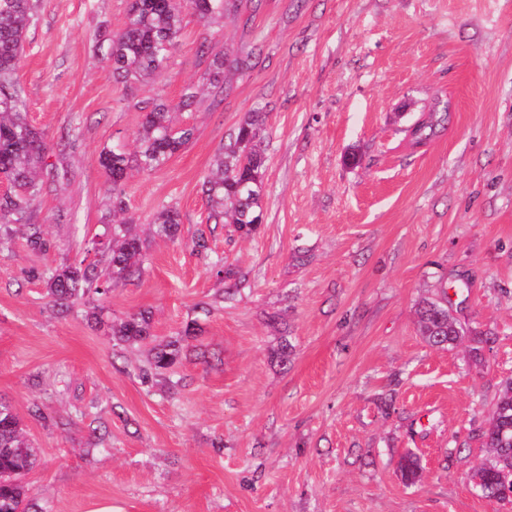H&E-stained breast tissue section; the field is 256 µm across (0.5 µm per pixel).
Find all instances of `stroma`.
Instances as JSON below:
<instances>
[{
  "label": "stroma",
  "instance_id": "1",
  "mask_svg": "<svg viewBox=\"0 0 512 512\" xmlns=\"http://www.w3.org/2000/svg\"><path fill=\"white\" fill-rule=\"evenodd\" d=\"M127 9L37 0L18 69L53 180L32 215L46 249L0 222V400L37 450L39 507L512 512L468 481L512 377V0H248L206 21L188 8L166 70L139 80L113 76L96 47ZM220 51L251 66L216 89ZM190 83L202 93L178 120L193 140L120 189L142 273L59 316L46 273L82 259L112 217L100 153L134 151L143 106ZM432 112L443 122L413 143ZM254 113L264 221L244 237L209 221L201 185ZM163 205L181 214L177 239L152 233ZM443 292L469 334L492 338L481 362L420 335L417 303ZM143 310L152 339L119 342L109 322ZM190 323L181 387L144 382L153 345ZM285 342L284 366L272 353ZM408 448L425 468L412 487ZM423 471L422 461L413 449H408L401 455L399 472L401 480L406 486L419 484L423 478Z\"/></svg>",
  "mask_w": 512,
  "mask_h": 512
}]
</instances>
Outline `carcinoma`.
I'll return each mask as SVG.
<instances>
[{
  "instance_id": "1",
  "label": "carcinoma",
  "mask_w": 512,
  "mask_h": 512,
  "mask_svg": "<svg viewBox=\"0 0 512 512\" xmlns=\"http://www.w3.org/2000/svg\"><path fill=\"white\" fill-rule=\"evenodd\" d=\"M240 6L239 0H129L123 28L116 33L102 34L98 46L106 47V61L112 72L124 79L157 75L167 66L170 51L179 37L184 8L189 7L200 18L208 20L226 11L236 12ZM34 11L35 0H0V177L12 188L9 195L0 198V220L19 225L30 246L43 250L47 244L40 225L30 220L35 203L49 188L48 181L39 177L46 144L27 121L26 101L16 77ZM226 66L240 69L244 61L231 59L226 52L213 54L208 67L213 87L224 85ZM196 103L197 90L188 85L176 105L155 103L144 107L136 153L130 156L112 149L100 155V166L112 183V190H119L129 170L153 172L194 138L195 129L189 125L175 126L171 114L190 112ZM259 135V116L254 113L224 144L215 168L203 183V193L212 208L210 218L217 224L235 225L245 236L251 235L261 221L266 159L257 148ZM152 224L157 236L173 238L179 232L181 216L176 208L165 206L155 215ZM131 225L126 219L114 221L106 240L92 241L93 250L108 252L106 268H100L98 262L85 256L47 273L46 284L58 313H67L70 303L91 292L107 294L140 270L142 243L132 233ZM416 316L421 336L432 347L454 346L467 336V331L449 314L442 300L420 301ZM151 331V315L141 311L127 317L112 330V335L133 344L149 339ZM193 336L194 328L189 325L179 339L154 347L148 367L143 370V380L150 382L163 375L192 352ZM480 437L484 439L487 457L470 471L469 482L478 483L477 495L503 501L506 493H512V380L503 385ZM37 464V451L26 439L21 419L1 400L0 512H31L34 504L28 497L26 477ZM423 471L422 461L413 450L408 449L401 455L399 472L405 485L419 484Z\"/></svg>"
}]
</instances>
